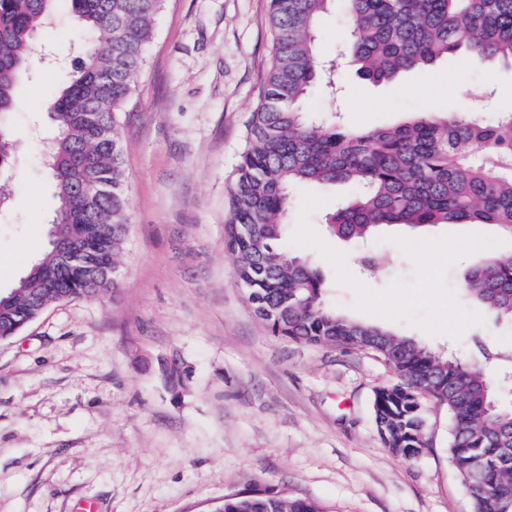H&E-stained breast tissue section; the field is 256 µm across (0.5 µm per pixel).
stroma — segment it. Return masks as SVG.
Segmentation results:
<instances>
[{
	"mask_svg": "<svg viewBox=\"0 0 512 512\" xmlns=\"http://www.w3.org/2000/svg\"><path fill=\"white\" fill-rule=\"evenodd\" d=\"M269 0H165L135 97L120 114L127 237L120 288L50 306L0 344V512H209L242 492L275 488L323 512H469L448 459L445 409L426 403L427 453L384 447L377 387L395 382L374 353L270 335L224 247L227 184L272 52ZM344 0L318 33L322 57H343L336 95L316 87L313 115L382 127L416 112H512V65L462 66L457 56L381 85L347 63ZM61 8L38 33L18 83L16 142L0 207V292L48 245L58 207L45 152L58 135L49 102L84 43ZM353 185L296 186L286 243L326 280L325 300L355 319L412 338L481 370L495 402L512 403V325L459 289L481 257L512 255L492 224L385 230L369 245L328 234ZM379 266L366 273L365 251ZM181 360L166 386L157 360Z\"/></svg>",
	"mask_w": 512,
	"mask_h": 512,
	"instance_id": "stroma-1",
	"label": "stroma"
}]
</instances>
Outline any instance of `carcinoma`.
<instances>
[{"label": "carcinoma", "mask_w": 512, "mask_h": 512, "mask_svg": "<svg viewBox=\"0 0 512 512\" xmlns=\"http://www.w3.org/2000/svg\"><path fill=\"white\" fill-rule=\"evenodd\" d=\"M59 0H0V117L15 103L33 37ZM89 47L51 100L59 127L49 169L58 198L47 249L0 298V337L16 336L54 303L95 299L120 287L101 256L122 252L126 172L119 114L133 96L164 0H69ZM331 0H271L272 56L244 147L227 187L225 248L255 315L273 336L305 344L369 349L398 380L375 390L376 429L389 448L428 443L423 402L446 409L448 457L472 478V512H512V408L495 405L490 384L471 364L437 355L377 324L324 302L325 278L281 246L291 190L301 183L346 181L357 192L329 217L330 232L365 241L383 226L495 224L512 236V113L421 112L395 126L349 130L331 112L313 119L302 101L335 69L322 62L317 24ZM350 62L381 84L432 65L465 45L473 56L512 63V0H344ZM102 188L89 210V184ZM81 247V261L60 263L53 241ZM472 301L512 321V256L480 259L460 284ZM165 384L184 369L157 362ZM213 512H320L305 499L268 490L226 497Z\"/></svg>", "instance_id": "1"}]
</instances>
